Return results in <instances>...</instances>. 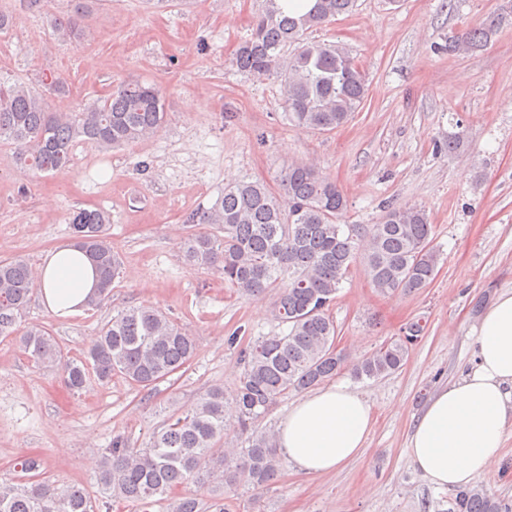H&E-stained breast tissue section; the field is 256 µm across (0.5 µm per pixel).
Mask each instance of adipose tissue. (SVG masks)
<instances>
[{"label":"adipose tissue","mask_w":512,"mask_h":512,"mask_svg":"<svg viewBox=\"0 0 512 512\" xmlns=\"http://www.w3.org/2000/svg\"><path fill=\"white\" fill-rule=\"evenodd\" d=\"M36 277L45 307L60 318L80 313L97 284L93 264L72 244L47 253ZM474 334V366L435 393L408 436L412 466L441 489L469 485L501 462L512 432V292L484 311ZM374 423L360 394L329 384L280 418L277 447L298 474L316 478L357 458Z\"/></svg>","instance_id":"adipose-tissue-1"}]
</instances>
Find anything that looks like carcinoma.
Returning a JSON list of instances; mask_svg holds the SVG:
<instances>
[{
    "label": "carcinoma",
    "instance_id": "obj_1",
    "mask_svg": "<svg viewBox=\"0 0 512 512\" xmlns=\"http://www.w3.org/2000/svg\"><path fill=\"white\" fill-rule=\"evenodd\" d=\"M355 0H314L300 15L282 11L278 0H265L250 36L232 58L239 70L280 79L285 118L302 131H332L364 106L367 79L359 61L344 46L306 41L308 31L349 13ZM77 10L56 25L62 40L82 31ZM490 16L448 40V51L466 54L486 47L496 34ZM295 45L290 55L283 48ZM160 91L138 80L122 82L100 100L61 116L47 109L38 93L20 82H0V141L12 143L17 162L37 173L69 168L72 143L79 137L101 149L158 134L164 123ZM279 202L264 182L243 179L224 188L209 208L184 217L186 224H211L218 234H194L186 243L191 265L215 269L242 295H261L288 283L275 302V319L285 330L260 336L239 350L242 371L233 399L214 386L186 414L172 415L152 433L144 448L122 438L112 440L98 462L96 479L103 496L92 502L85 489L55 488L41 471L43 462L26 457L16 463L24 486L0 482V512H112L123 501L146 512L163 497L193 482L207 488L214 505L224 487L241 480L260 489L279 474L276 435L253 429L278 398L290 391L318 387L341 371L347 357L337 348V326L330 316L336 294L356 262H362L372 288L380 294L420 291L434 280L440 253L431 245L433 226L424 207L387 205L376 224H340L347 208L343 191L309 161H297L279 176ZM68 221L75 244L98 276L94 307L112 292L119 261L108 240L109 215L79 209ZM35 287L23 256L0 261V336H10ZM413 341L399 336L357 361L358 380L378 379L398 371ZM24 354L38 366L61 362L54 336L41 325L24 328ZM195 345L173 321L150 307L126 309L104 324L78 360L64 364V383L73 393L96 380L107 384L119 375L142 390L180 372ZM233 432L239 444L220 446ZM450 512H512V505L479 487L452 494Z\"/></svg>",
    "mask_w": 512,
    "mask_h": 512
}]
</instances>
